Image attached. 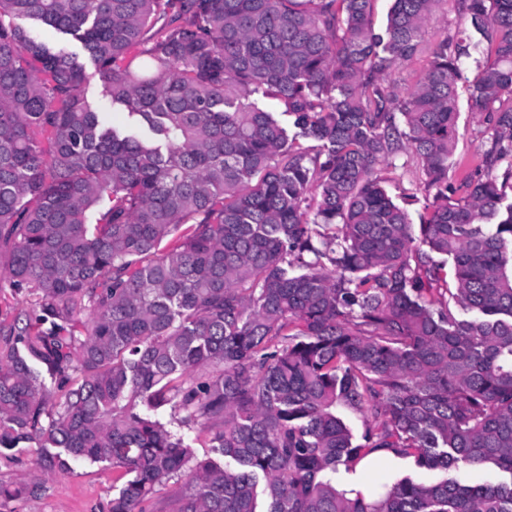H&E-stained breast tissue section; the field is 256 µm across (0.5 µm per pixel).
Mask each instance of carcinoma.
Instances as JSON below:
<instances>
[{"label":"carcinoma","mask_w":512,"mask_h":512,"mask_svg":"<svg viewBox=\"0 0 512 512\" xmlns=\"http://www.w3.org/2000/svg\"><path fill=\"white\" fill-rule=\"evenodd\" d=\"M373 2L0 0V289L34 297L0 321V450L41 449L0 500L89 461L126 477L108 512L169 483L160 512H512V0H457L435 44L439 0H391L382 34ZM463 104L490 147L457 198ZM403 149L417 229L376 173ZM167 405L223 461L138 411ZM381 451L438 476L338 482ZM456 21L455 0H440L425 25V41L434 43L442 39L448 29L455 28ZM35 31L41 38L54 41L60 46L66 47L67 50L80 55L85 68V86L88 100L97 106L101 112H106L107 118L113 123H124L127 119V111L120 105H112L110 98L105 95L104 80L94 62L83 53L80 43L70 38L57 35L52 31L42 29H35ZM429 63L430 57L420 56L408 66L394 69L387 81L398 84L401 92L405 94L421 81L429 68Z\"/></svg>","instance_id":"carcinoma-1"}]
</instances>
